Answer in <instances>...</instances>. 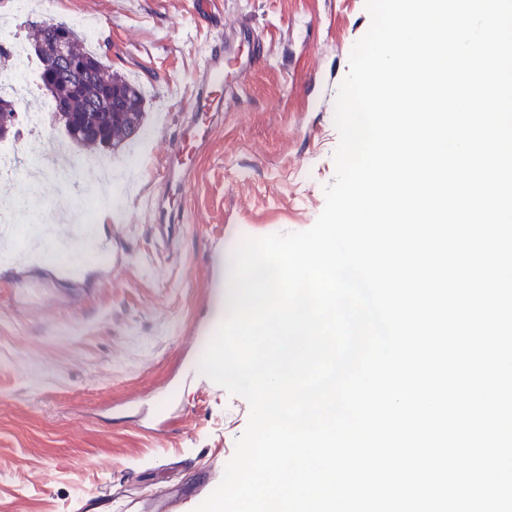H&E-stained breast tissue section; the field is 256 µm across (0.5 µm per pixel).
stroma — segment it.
Masks as SVG:
<instances>
[{"label": "stroma", "mask_w": 512, "mask_h": 512, "mask_svg": "<svg viewBox=\"0 0 512 512\" xmlns=\"http://www.w3.org/2000/svg\"><path fill=\"white\" fill-rule=\"evenodd\" d=\"M97 21V53L135 85L137 138L112 150L105 261H0V512H117L137 482L151 502L196 508L220 484L247 401L204 376L224 257L241 239L309 229L335 179V99L371 18L365 0H55L51 20ZM255 52L228 68L212 135L171 239L155 224L160 162L181 132L203 57L218 43ZM69 174L23 192L19 228L74 197Z\"/></svg>", "instance_id": "stroma-1"}]
</instances>
